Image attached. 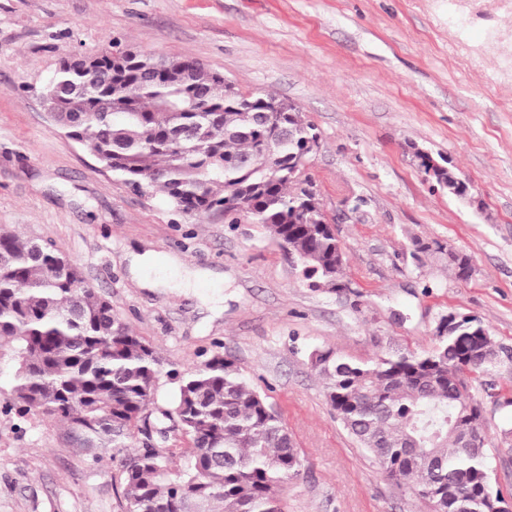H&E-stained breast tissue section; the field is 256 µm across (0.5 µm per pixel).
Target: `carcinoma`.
Returning <instances> with one entry per match:
<instances>
[{
  "label": "carcinoma",
  "instance_id": "carcinoma-1",
  "mask_svg": "<svg viewBox=\"0 0 512 512\" xmlns=\"http://www.w3.org/2000/svg\"><path fill=\"white\" fill-rule=\"evenodd\" d=\"M97 56L107 78L66 59L46 89L61 129L134 191L160 189L187 215L222 213L232 224L246 217L309 259V287L342 290L345 259L333 225L291 171L268 181L261 155L266 136L279 137L288 156L315 134L297 107L268 113L255 133L248 113L280 99L230 93L226 78L191 57L106 49ZM187 62L198 66L190 83ZM2 356L13 366L19 418L62 423L94 465L118 460L122 512H281L285 486L303 469L281 415L220 354L186 372L169 407L151 418L156 350L54 243L1 231ZM507 359L512 349L473 317L437 334L426 353L387 350L364 363L331 350L311 354L336 418L381 473L430 512H493L503 500L491 484L485 437L468 448L460 438L478 416L471 382ZM138 426L142 447L122 452ZM172 429L190 441L181 467L172 465L171 449L151 445Z\"/></svg>",
  "mask_w": 512,
  "mask_h": 512
}]
</instances>
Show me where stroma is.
<instances>
[{"label": "stroma", "mask_w": 512, "mask_h": 512, "mask_svg": "<svg viewBox=\"0 0 512 512\" xmlns=\"http://www.w3.org/2000/svg\"><path fill=\"white\" fill-rule=\"evenodd\" d=\"M462 17L448 0H0V229L53 242L155 347L154 409L187 370L235 361L304 459L282 512H429L343 429L311 352H425L449 312L512 348V84L481 58L512 16L472 0ZM111 43L193 57L301 110L319 135L306 175L345 253L344 292L308 287L260 225L184 215L65 136L41 93L62 60ZM418 148L449 161L470 202L426 180ZM144 254L155 264L139 277ZM12 379L0 359V512H120L117 464H90L59 423L20 420ZM481 408L492 483L512 501V405Z\"/></svg>", "instance_id": "35a3bbf8"}]
</instances>
